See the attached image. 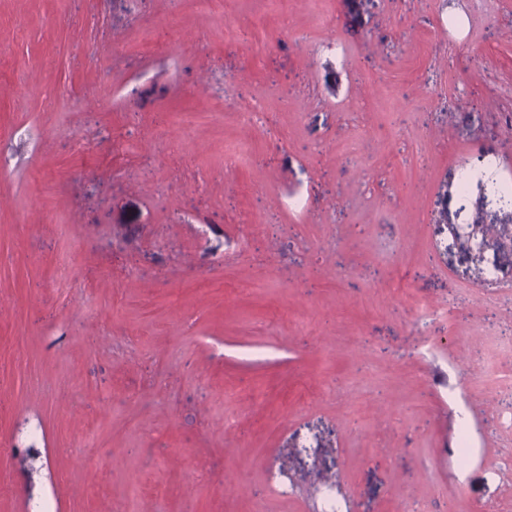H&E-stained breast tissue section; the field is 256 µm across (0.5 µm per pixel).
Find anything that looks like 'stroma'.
<instances>
[{"label": "stroma", "instance_id": "35a3bbf8", "mask_svg": "<svg viewBox=\"0 0 512 512\" xmlns=\"http://www.w3.org/2000/svg\"><path fill=\"white\" fill-rule=\"evenodd\" d=\"M511 121L512 0H0V512H512Z\"/></svg>", "mask_w": 512, "mask_h": 512}]
</instances>
